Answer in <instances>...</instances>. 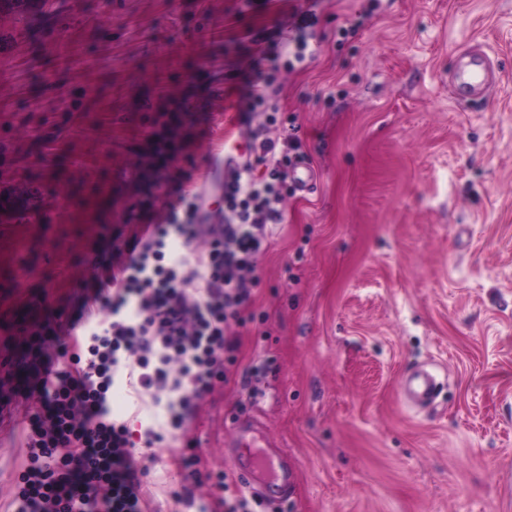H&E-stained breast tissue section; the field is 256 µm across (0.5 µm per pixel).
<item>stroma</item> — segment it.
Masks as SVG:
<instances>
[{
  "instance_id": "stroma-1",
  "label": "stroma",
  "mask_w": 512,
  "mask_h": 512,
  "mask_svg": "<svg viewBox=\"0 0 512 512\" xmlns=\"http://www.w3.org/2000/svg\"><path fill=\"white\" fill-rule=\"evenodd\" d=\"M24 2L0 11V370L24 329L77 312L131 225L195 196L220 223L227 111L253 34L272 57L282 30L313 52L276 78L315 181L259 260L233 377L186 429L114 387L147 512H224L266 448L293 476L253 512H512V0H320L301 31L306 0ZM477 49L499 78L456 97ZM420 365L442 384L428 408L398 397ZM25 413L0 424V512Z\"/></svg>"
}]
</instances>
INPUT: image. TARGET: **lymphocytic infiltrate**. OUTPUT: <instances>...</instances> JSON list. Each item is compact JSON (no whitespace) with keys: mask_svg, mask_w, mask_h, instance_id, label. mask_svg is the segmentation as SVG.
<instances>
[{"mask_svg":"<svg viewBox=\"0 0 512 512\" xmlns=\"http://www.w3.org/2000/svg\"><path fill=\"white\" fill-rule=\"evenodd\" d=\"M269 82L243 93L253 150L224 182L221 223L200 221V207L170 209L164 223L137 225L117 252L121 265L90 295L108 323L68 320L31 332L21 374L0 375V414L18 399L37 408L25 419L27 464L16 481V512H143L141 468L125 423L112 415L110 390L125 380L163 404L182 427L198 400L227 382L239 338L233 332L251 299L257 258L283 223L287 169L302 143L276 140L255 126L276 124ZM82 327L86 354H69L65 337Z\"/></svg>","mask_w":512,"mask_h":512,"instance_id":"f902f5d3","label":"lymphocytic infiltrate"}]
</instances>
